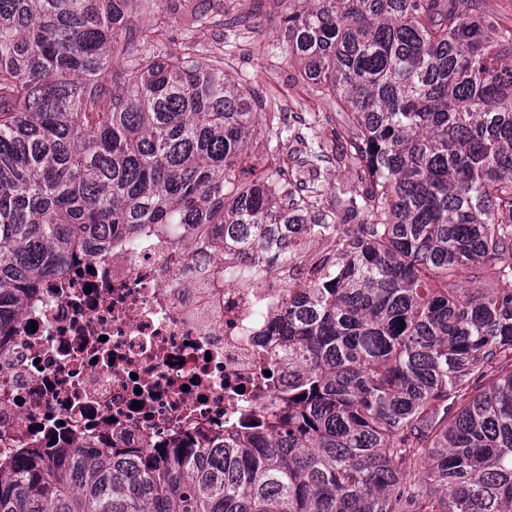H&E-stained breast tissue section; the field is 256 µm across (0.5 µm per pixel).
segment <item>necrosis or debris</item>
Returning <instances> with one entry per match:
<instances>
[{
	"instance_id": "obj_1",
	"label": "necrosis or debris",
	"mask_w": 512,
	"mask_h": 512,
	"mask_svg": "<svg viewBox=\"0 0 512 512\" xmlns=\"http://www.w3.org/2000/svg\"><path fill=\"white\" fill-rule=\"evenodd\" d=\"M313 247L265 271L223 234L190 247L166 224L116 237L46 277L0 336V465L27 450L145 448L223 433L288 391L285 340L266 335ZM274 370V381L265 373Z\"/></svg>"
}]
</instances>
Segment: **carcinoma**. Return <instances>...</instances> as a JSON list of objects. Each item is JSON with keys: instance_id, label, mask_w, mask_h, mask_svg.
<instances>
[{"instance_id": "obj_1", "label": "carcinoma", "mask_w": 512, "mask_h": 512, "mask_svg": "<svg viewBox=\"0 0 512 512\" xmlns=\"http://www.w3.org/2000/svg\"><path fill=\"white\" fill-rule=\"evenodd\" d=\"M0 0V309L143 224H211L288 288V398L168 448L35 450L0 512H512V28L483 0H280L298 79L336 101L338 209L242 177L258 124L190 0ZM466 274L471 288L462 286Z\"/></svg>"}]
</instances>
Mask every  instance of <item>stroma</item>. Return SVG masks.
Returning <instances> with one entry per match:
<instances>
[{
  "label": "stroma",
  "instance_id": "obj_1",
  "mask_svg": "<svg viewBox=\"0 0 512 512\" xmlns=\"http://www.w3.org/2000/svg\"><path fill=\"white\" fill-rule=\"evenodd\" d=\"M210 10L219 13L222 22L217 33L224 47L226 70L249 87L253 106L267 96L288 100L289 111L335 114L333 101L316 95L297 78V70L278 44L282 9L276 0H204ZM250 15L248 26L234 25L239 8Z\"/></svg>",
  "mask_w": 512,
  "mask_h": 512
}]
</instances>
